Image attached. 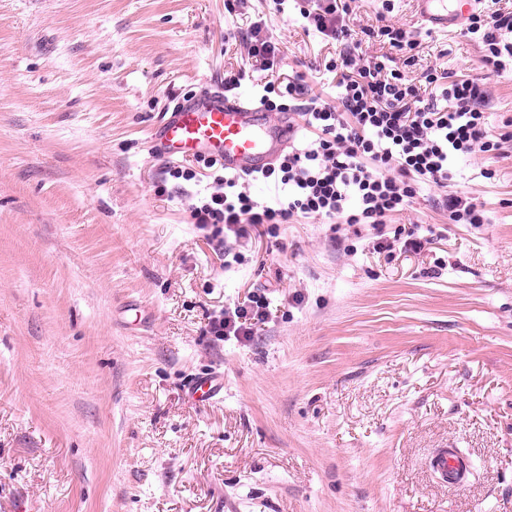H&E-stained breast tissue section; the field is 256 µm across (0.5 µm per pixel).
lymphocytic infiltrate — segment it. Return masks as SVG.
<instances>
[{"label": "lymphocytic infiltrate", "instance_id": "lymphocytic-infiltrate-1", "mask_svg": "<svg viewBox=\"0 0 512 512\" xmlns=\"http://www.w3.org/2000/svg\"><path fill=\"white\" fill-rule=\"evenodd\" d=\"M353 0H326L300 7L305 28L334 42L338 53L328 64L337 75L335 103L305 95L302 77L267 82L259 98L268 112L298 116L297 133L273 165L254 173L224 170L222 162L200 157L195 164L167 167V180L199 182V169L214 170L210 190L190 195L187 210L200 228L223 226L235 236L248 227L317 219L325 224H371L382 228L387 217L411 206L419 184L440 187L452 178L457 159L498 151L512 140V118L491 134L480 108L487 90L481 78H457L426 67L413 80L388 69L392 53L411 54L416 44L402 27L385 24L356 33L346 22ZM479 36L482 66L504 74L512 63V11L499 0H482L461 32ZM375 38L389 53L368 60L358 49L362 38ZM273 182L276 196L258 200L251 183ZM267 300L215 316L212 335L247 337L248 319L265 314Z\"/></svg>", "mask_w": 512, "mask_h": 512}]
</instances>
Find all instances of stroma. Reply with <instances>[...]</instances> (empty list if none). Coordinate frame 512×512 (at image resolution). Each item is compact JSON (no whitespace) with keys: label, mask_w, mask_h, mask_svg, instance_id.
I'll return each instance as SVG.
<instances>
[{"label":"stroma","mask_w":512,"mask_h":512,"mask_svg":"<svg viewBox=\"0 0 512 512\" xmlns=\"http://www.w3.org/2000/svg\"><path fill=\"white\" fill-rule=\"evenodd\" d=\"M384 1L351 27L402 26L410 76L485 77L499 130L512 74ZM257 19L281 74L335 102L336 47L293 0H0V512H512V144L391 217L418 252L311 219L215 238L183 189L156 194L148 130L227 73L253 102L270 80L242 41ZM449 190L486 223H450ZM255 294L250 339L210 334ZM214 369L223 399L193 404ZM439 448L462 483L432 473ZM467 460L455 448H444L432 459V467L444 480L459 483L467 472Z\"/></svg>","instance_id":"obj_1"}]
</instances>
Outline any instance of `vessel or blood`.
I'll list each match as a JSON object with an SVG mask.
<instances>
[{"label":"vessel or blood","mask_w":512,"mask_h":512,"mask_svg":"<svg viewBox=\"0 0 512 512\" xmlns=\"http://www.w3.org/2000/svg\"><path fill=\"white\" fill-rule=\"evenodd\" d=\"M419 20L430 30L444 32L461 26L478 0H466L459 9H449L448 0H417ZM296 129L287 119L262 118L261 109L248 100H229L207 94L182 104L151 132V150L169 158L210 156L223 161L227 170L242 173L264 168L274 155L288 146ZM197 402L218 400L224 392V377L213 373L196 378L185 387ZM432 467L444 480L459 483L467 472V460L456 449L440 450Z\"/></svg>","instance_id":"1"}]
</instances>
